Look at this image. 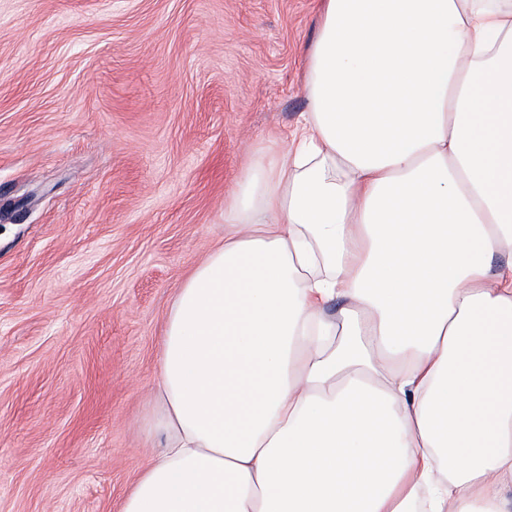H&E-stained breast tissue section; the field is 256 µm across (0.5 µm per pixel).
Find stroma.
Wrapping results in <instances>:
<instances>
[{
    "label": "stroma",
    "instance_id": "1",
    "mask_svg": "<svg viewBox=\"0 0 512 512\" xmlns=\"http://www.w3.org/2000/svg\"><path fill=\"white\" fill-rule=\"evenodd\" d=\"M316 0H0V512H119L166 315L306 108Z\"/></svg>",
    "mask_w": 512,
    "mask_h": 512
}]
</instances>
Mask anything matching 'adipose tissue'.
I'll return each instance as SVG.
<instances>
[{"mask_svg": "<svg viewBox=\"0 0 512 512\" xmlns=\"http://www.w3.org/2000/svg\"><path fill=\"white\" fill-rule=\"evenodd\" d=\"M303 90L170 306L121 512H512V0H320Z\"/></svg>", "mask_w": 512, "mask_h": 512, "instance_id": "obj_1", "label": "adipose tissue"}]
</instances>
